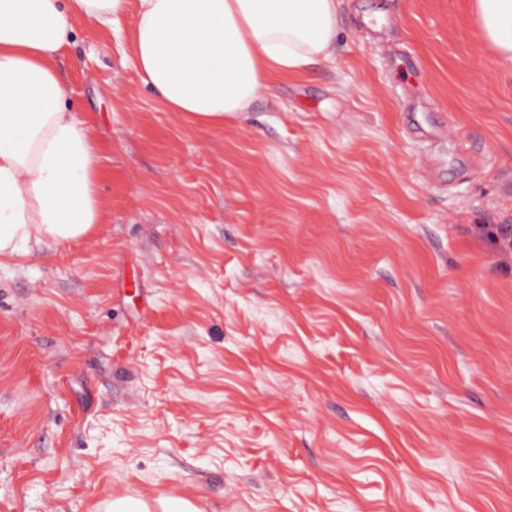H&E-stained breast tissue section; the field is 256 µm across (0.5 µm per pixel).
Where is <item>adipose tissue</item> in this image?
Returning <instances> with one entry per match:
<instances>
[{
    "label": "adipose tissue",
    "mask_w": 512,
    "mask_h": 512,
    "mask_svg": "<svg viewBox=\"0 0 512 512\" xmlns=\"http://www.w3.org/2000/svg\"><path fill=\"white\" fill-rule=\"evenodd\" d=\"M131 52L168 111L201 128L223 127L293 74L328 58L340 0H0V257L35 242L59 244L101 223L102 174L92 128L69 105L54 57L72 20L112 27L127 4ZM481 34L512 61V0H474ZM104 512H200L189 500L116 497Z\"/></svg>",
    "instance_id": "ef3b65f1"
}]
</instances>
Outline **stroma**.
<instances>
[{
    "label": "stroma",
    "mask_w": 512,
    "mask_h": 512,
    "mask_svg": "<svg viewBox=\"0 0 512 512\" xmlns=\"http://www.w3.org/2000/svg\"><path fill=\"white\" fill-rule=\"evenodd\" d=\"M134 21L54 60L105 217L0 261V512H512V64L472 0H342L220 130ZM105 512H201L191 501L160 495L152 500L140 497H115L103 506Z\"/></svg>",
    "instance_id": "obj_1"
}]
</instances>
